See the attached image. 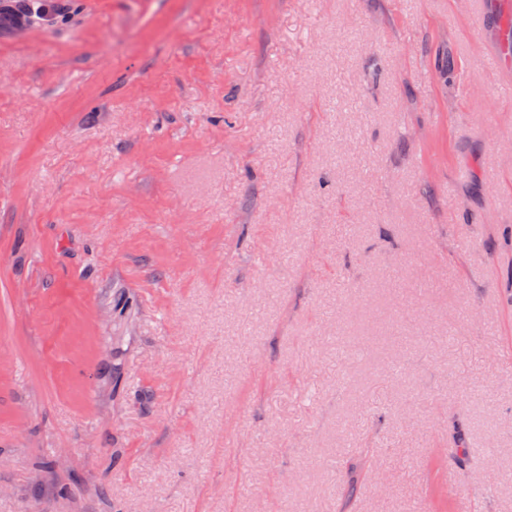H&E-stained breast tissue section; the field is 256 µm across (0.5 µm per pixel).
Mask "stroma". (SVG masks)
I'll return each mask as SVG.
<instances>
[{
	"label": "stroma",
	"instance_id": "obj_1",
	"mask_svg": "<svg viewBox=\"0 0 512 512\" xmlns=\"http://www.w3.org/2000/svg\"><path fill=\"white\" fill-rule=\"evenodd\" d=\"M0 35V512H453L512 472V71L470 0H67ZM467 459L450 457L452 421Z\"/></svg>",
	"mask_w": 512,
	"mask_h": 512
}]
</instances>
